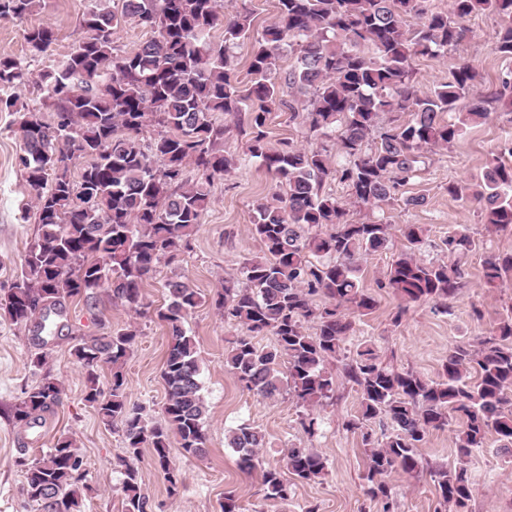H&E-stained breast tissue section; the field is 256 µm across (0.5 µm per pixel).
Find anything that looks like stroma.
I'll return each mask as SVG.
<instances>
[{"label":"stroma","mask_w":512,"mask_h":512,"mask_svg":"<svg viewBox=\"0 0 512 512\" xmlns=\"http://www.w3.org/2000/svg\"><path fill=\"white\" fill-rule=\"evenodd\" d=\"M89 0H44L25 19H0V56L18 59L27 54L24 34L32 26L53 29L56 41L29 66L24 84L1 88L0 96H16L31 104L42 97L40 76L57 69L77 45L81 34L78 22ZM500 18L485 12L471 17L465 39L453 50L438 57L413 59L417 86L429 91L447 82L460 63L474 66L482 76V90L495 87L500 77L512 72V58L494 50ZM14 116L0 112V288L13 281L26 249L37 231L35 210L29 187L15 159L21 140L14 133ZM512 138V113L497 107L488 119L470 125L447 148L430 153L421 176L405 189L406 195L424 196V205L411 208L402 202L385 206L382 217L391 226L386 250L360 261L362 285L373 289L407 242L401 229L407 224L422 225L426 242L420 254L426 260H447L442 241L448 234L467 230L475 241L472 250L457 256L464 273L447 312L434 303H415L399 312L400 300L387 292H377L378 305L356 319L355 331L346 343L348 353L369 345L382 361L398 370H411L427 380L438 379L448 351L460 342H475L488 335L512 314V278L490 287L483 279V263L491 254H512V226L495 228L484 224L478 205L453 198L449 183L476 184L492 151ZM273 181L258 162L241 161L210 188L211 203L192 250L178 255L172 263L160 265L144 284L147 306L141 312L115 303L106 292L90 301L70 302L66 326L59 339L49 346L48 366L62 382V406L41 428L24 430L13 421L10 409L25 389L34 386L41 373L30 364L35 347L27 329L0 317V512H34L24 492L22 459H30L51 448L58 437L74 441L86 475V512H123L122 474L116 466L125 448L121 431L103 424L95 410L83 399L85 371L71 355L72 339L114 333L129 326L138 336L125 365L126 392L139 405L149 423L164 420L166 391L161 377L170 342L165 325L156 312L167 303V279L187 278L201 297L185 326L196 342L201 365L202 394L208 407L204 456L183 455L172 448L171 458L179 469L182 485L176 495H168L166 484L154 467L150 449H143L139 463L141 489L148 497L149 512H222L225 493H234L244 512H383L380 501L366 493L365 456L360 433L345 424L359 411V395L346 379L341 363L330 370L336 378L333 395L311 407L320 429L305 438L299 416L302 410L288 392L272 399L243 391L224 366L226 341L238 328L216 310L213 297L226 278L238 276L245 259L262 255L259 241L252 237L250 224L256 200L268 194ZM246 424L260 431L267 443L260 452L259 466L241 470L238 455L229 448L227 432ZM458 421L429 434L419 454L424 472L409 475L392 472L386 478L391 489L393 512H454L444 505L431 477L437 469L465 468L470 477L471 495L466 512H512V455L504 453L496 437H488L485 447L461 457L456 449ZM305 442L326 460L319 478L295 483L285 503L265 500L261 470L279 464L285 445Z\"/></svg>","instance_id":"1"}]
</instances>
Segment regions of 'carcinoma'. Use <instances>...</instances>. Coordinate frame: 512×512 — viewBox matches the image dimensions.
<instances>
[{"label": "carcinoma", "instance_id": "cac0c4a2", "mask_svg": "<svg viewBox=\"0 0 512 512\" xmlns=\"http://www.w3.org/2000/svg\"><path fill=\"white\" fill-rule=\"evenodd\" d=\"M36 2L0 0V18L22 19ZM425 2L277 0L274 21L257 30L247 0L228 15L219 12L218 0H122L119 12L105 0H92L79 20L78 45L57 71L41 75V102L0 97V112L16 115L23 144L16 164L34 192L38 224L20 271L0 289V316L32 333L37 352L30 364L43 371L13 406L19 426H42L62 404L64 388L46 369V347L67 315L68 302L90 300L104 290L138 312L144 307V281L162 261L191 250L211 183L238 161L224 154V125L216 123L215 114H245L249 137L242 155L259 161L275 188L256 201L250 224L264 254L245 260L241 279L224 280L214 299L224 318L241 327L227 340L225 366L242 388L262 398L286 389L298 403L313 406L334 390L326 363L342 361L360 398L359 415L346 427L362 433L366 494L382 500L384 512L392 509L384 477L394 470L423 469L417 449L453 415L461 421L460 456L483 447L490 434L512 454V316L481 337L478 346H453L436 381L387 367L369 346L346 355L352 315L365 316L376 306L374 295L360 285L358 260L390 242V225L356 219L353 211L380 209L399 198L407 207L423 205L420 196H403V188L420 175L423 153L452 145L466 126L485 121L493 102L512 110V77L480 94L475 91L479 74L462 63L447 82L422 92L412 68L417 56L457 47L466 34L464 22L487 11L501 20L494 51L512 57V0H449L446 12H430ZM128 19L153 36L121 54L112 35ZM411 19L416 26L408 24ZM218 26L223 32L216 41L211 32ZM25 41L33 60L48 51L55 33L34 26ZM244 41L251 44L250 80L242 88L234 49ZM286 46L297 57L282 73L278 60ZM27 78L24 61L0 57V87ZM45 107L52 110L49 120ZM276 107L302 114L320 146L303 148L288 139L271 144L266 128ZM451 113L458 120L444 119ZM150 128L153 136L147 139ZM80 158L84 164L75 178L71 167ZM190 168L200 179L189 180ZM333 180L347 188L346 201L326 191ZM471 198L485 224H512V142L491 154ZM424 233L419 224L405 225L407 250L376 288L407 304L433 302L446 313L448 300L463 286L462 271L456 264L419 258ZM472 246L465 230L442 241L450 256ZM508 276L512 255L485 259L486 284ZM164 288L169 303L157 316L170 336L162 372L166 425H148L141 408L128 400L124 365L136 328L82 336L72 348L85 369V401L124 436V512L150 508L140 484L142 449L152 450L172 495L181 478L170 457V436L189 455L206 453L207 406L196 344L185 328L198 292L179 277ZM319 298L327 303L318 304ZM308 322L316 326L313 335L305 330ZM259 336L271 337L273 345L258 347ZM104 366L111 376L106 392L98 376ZM377 419L390 427L379 437L369 431ZM227 445L249 472L259 463L265 439L242 426L228 434ZM284 458L299 481H311L326 468L320 454L296 443L285 448ZM77 461L83 462L82 456L67 438L21 461L23 491L36 512H84L87 485ZM433 477L444 503L464 512L470 498L466 469H440ZM262 483L269 501L291 497L292 484L276 467L262 470Z\"/></svg>", "mask_w": 512, "mask_h": 512}]
</instances>
